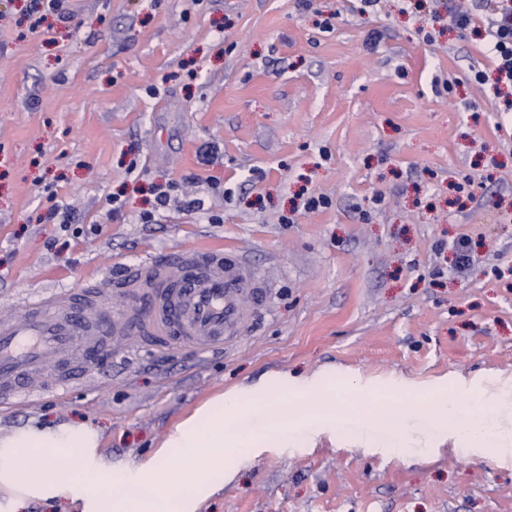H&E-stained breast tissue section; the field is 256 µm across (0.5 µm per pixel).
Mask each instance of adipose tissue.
Wrapping results in <instances>:
<instances>
[{
    "mask_svg": "<svg viewBox=\"0 0 512 512\" xmlns=\"http://www.w3.org/2000/svg\"><path fill=\"white\" fill-rule=\"evenodd\" d=\"M308 389V384L294 382L267 393L266 398L276 411L261 432L236 426L248 413L250 394L219 396L175 429L160 456L126 470L113 469L105 462L98 451V434L90 426L29 425L15 431L11 438L0 440V490L11 503L32 497H67L81 502L82 512H195L201 498L212 491L215 478L231 474L246 451L287 441L293 434L314 426H335L336 405L349 393V386L322 388V404L314 412L299 405ZM483 421L478 412H471L467 429L456 436L458 446L492 460L511 455L512 449L506 447V439L499 432L487 437L476 435L475 430ZM66 448L79 451L70 471L54 464ZM173 452L178 453L182 463L181 486L177 489L163 464L164 455ZM23 453L36 459L38 465L22 479L17 473V459ZM126 477L140 482L142 495L116 499L97 486L104 479L118 482Z\"/></svg>",
    "mask_w": 512,
    "mask_h": 512,
    "instance_id": "1",
    "label": "adipose tissue"
}]
</instances>
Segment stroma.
Returning <instances> with one entry per match:
<instances>
[{"label":"stroma","instance_id":"obj_1","mask_svg":"<svg viewBox=\"0 0 512 512\" xmlns=\"http://www.w3.org/2000/svg\"><path fill=\"white\" fill-rule=\"evenodd\" d=\"M435 7L67 0L62 19L0 0V317L183 245L234 248L270 285L237 342L131 341L75 385L0 403V439L85 424L131 467L220 394L332 377L354 430L254 449L196 512H512V455L456 450L428 396L480 394L512 438V117L472 78L485 45ZM369 397L422 455L386 456Z\"/></svg>","mask_w":512,"mask_h":512}]
</instances>
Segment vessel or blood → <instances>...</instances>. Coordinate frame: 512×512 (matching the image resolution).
<instances>
[{
  "instance_id": "b4317fda",
  "label": "vessel or blood",
  "mask_w": 512,
  "mask_h": 512,
  "mask_svg": "<svg viewBox=\"0 0 512 512\" xmlns=\"http://www.w3.org/2000/svg\"><path fill=\"white\" fill-rule=\"evenodd\" d=\"M112 284L56 288L33 298L23 318L0 320V399L33 383L68 385L79 359L111 353L137 336L167 349L198 352L236 341L263 305L266 285L246 259L221 246L184 247L130 266L112 305Z\"/></svg>"
}]
</instances>
